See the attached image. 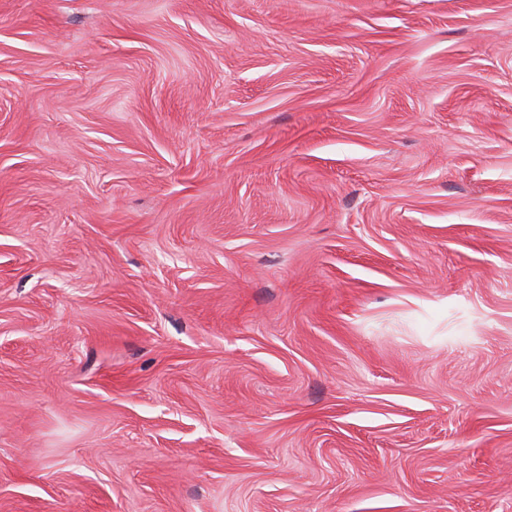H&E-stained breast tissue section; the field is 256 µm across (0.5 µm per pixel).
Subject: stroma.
I'll return each mask as SVG.
<instances>
[{
  "instance_id": "1",
  "label": "stroma",
  "mask_w": 512,
  "mask_h": 512,
  "mask_svg": "<svg viewBox=\"0 0 512 512\" xmlns=\"http://www.w3.org/2000/svg\"><path fill=\"white\" fill-rule=\"evenodd\" d=\"M0 512H512V0H0Z\"/></svg>"
}]
</instances>
